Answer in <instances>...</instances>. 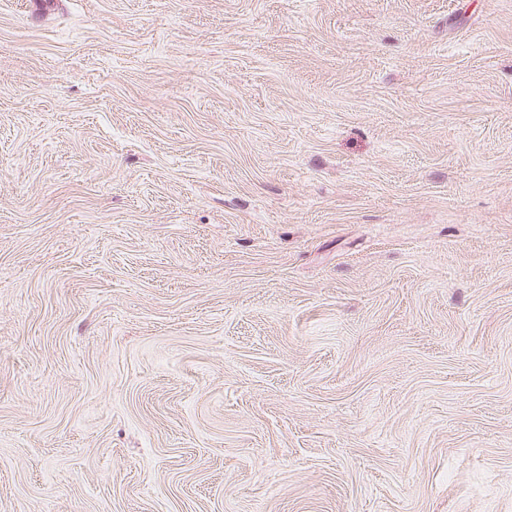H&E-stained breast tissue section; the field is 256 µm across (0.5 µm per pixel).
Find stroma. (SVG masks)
<instances>
[{"instance_id": "35a3bbf8", "label": "stroma", "mask_w": 512, "mask_h": 512, "mask_svg": "<svg viewBox=\"0 0 512 512\" xmlns=\"http://www.w3.org/2000/svg\"><path fill=\"white\" fill-rule=\"evenodd\" d=\"M0 0V512H512V0Z\"/></svg>"}]
</instances>
